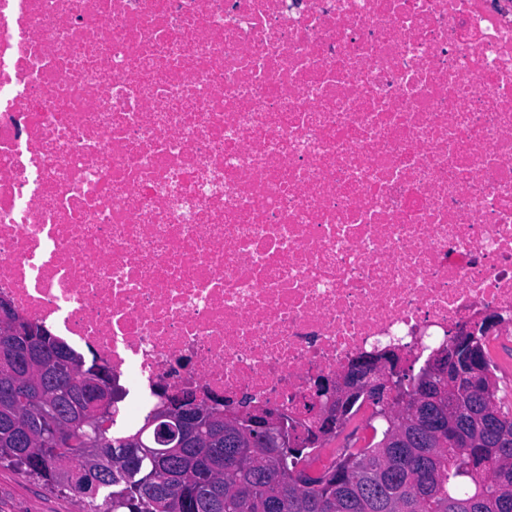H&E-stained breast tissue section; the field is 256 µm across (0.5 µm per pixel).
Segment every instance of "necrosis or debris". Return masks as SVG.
<instances>
[{
	"instance_id": "obj_1",
	"label": "necrosis or debris",
	"mask_w": 512,
	"mask_h": 512,
	"mask_svg": "<svg viewBox=\"0 0 512 512\" xmlns=\"http://www.w3.org/2000/svg\"><path fill=\"white\" fill-rule=\"evenodd\" d=\"M0 299L288 411L512 320V0H0Z\"/></svg>"
}]
</instances>
